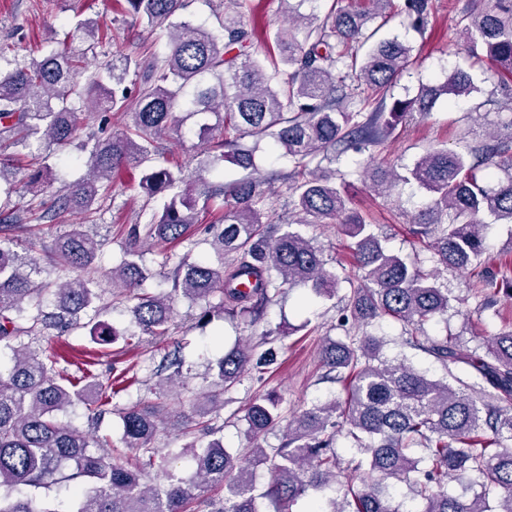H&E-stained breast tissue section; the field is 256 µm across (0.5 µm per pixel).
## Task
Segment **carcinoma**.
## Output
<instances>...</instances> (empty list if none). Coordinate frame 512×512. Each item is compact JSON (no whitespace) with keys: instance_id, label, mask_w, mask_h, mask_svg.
<instances>
[{"instance_id":"1","label":"carcinoma","mask_w":512,"mask_h":512,"mask_svg":"<svg viewBox=\"0 0 512 512\" xmlns=\"http://www.w3.org/2000/svg\"><path fill=\"white\" fill-rule=\"evenodd\" d=\"M214 11L217 31L190 20H176L188 0H125L127 12L144 29L167 38L164 53L146 52L130 63L119 46L111 59L89 70L87 54L99 43V24L75 21L64 38L41 58H19L17 47L0 44V137L24 150L61 145L78 136V111L103 121L112 113L129 118L125 130L95 139L85 179L52 194L41 218L54 220L70 210L90 211L107 199L112 172L143 165L156 152L159 136L181 124L177 113L196 119L207 151L205 172L224 160L254 166L241 140L269 138L293 163L291 174L295 224H340L351 240L354 267L361 282L343 297V324L366 325L391 317L406 328V343L445 368L467 367L481 381L483 396L465 384L455 387L429 378L413 366L384 356L383 339L369 334L329 340L321 363L325 378L342 384L344 395L315 404L288 420L276 448L251 449L242 458L224 448L217 418L224 409V390L245 374L274 364L275 352L236 343L215 363L209 389L189 399L193 416L182 434L190 438L175 458L190 454V478L167 470L163 479L143 482L160 453V429L182 416V401L170 402L159 391L148 408L118 410L120 443L131 456L113 454L107 440L62 424L59 415L79 406L108 408L118 394V378L95 375L88 360L79 375L57 369L60 356L47 352L35 337L50 328L81 324L99 314L101 294L94 278L101 243L76 226L59 237L48 257L56 273L79 272L56 282L41 277L38 260L23 256L10 240L0 239V353L10 355L0 367V512H264L263 501L287 512L308 489L343 490L310 512H401L391 489L409 486L424 506L420 512H512V329L484 338V354L465 351L424 334L430 320L448 314V289L434 273L391 251L372 224L350 206L336 171L322 166L348 147L358 149L382 140L399 122L431 112L442 96L477 91L470 74L458 68L437 85L423 86L411 99L386 101V90L405 70L413 48L396 38L378 39L394 0H367L348 9L330 0L324 18L305 17L292 8L288 24L267 36L273 46L264 57L244 51L255 32L246 16L253 0H222ZM429 0H404L400 11L416 26L427 22ZM462 32L471 57L495 68L499 85L512 86V0H471ZM355 75L369 93L361 96L346 85ZM508 148L501 143L456 151L433 149L407 174L368 166L364 176L382 194L397 181H413L431 194V204L413 217L412 233L437 264L464 272L476 292L489 297L501 285L484 258V232L491 224H512V171L495 178ZM51 153L41 156L24 185L37 195L54 182ZM15 156L0 153V194L17 187ZM182 169L154 166L141 170L139 187L148 201L160 203L143 223L122 229L125 249L120 264L108 272L112 287L129 294L152 278L140 251L144 240L188 242L175 263L172 293L136 295L133 322L147 336L169 334L173 302L180 295L201 306L199 323L215 315L224 319H260L267 305L288 285H307L319 296L333 297L339 278L326 270L322 249L290 229L263 221L272 192L266 179L243 178L215 185L198 179L196 193L187 188ZM229 197L233 206L218 224L204 228L206 238L191 241L188 230L198 223L196 201L203 205ZM207 244L217 262L191 259L193 247ZM218 303H212L213 299ZM92 342L108 346L119 332L98 321ZM179 352L166 354L156 374L160 383L184 386ZM282 420L279 400L261 395L249 404L244 421L253 439ZM362 458L341 466L336 452L339 427ZM422 448L424 457L413 450ZM265 466L269 481L258 490L256 468ZM474 474L483 494L471 499L448 495V479ZM77 485L71 507L49 500L15 496L21 485L49 489ZM219 487L224 498L197 500L194 490ZM498 495L490 507L488 495Z\"/></svg>"}]
</instances>
